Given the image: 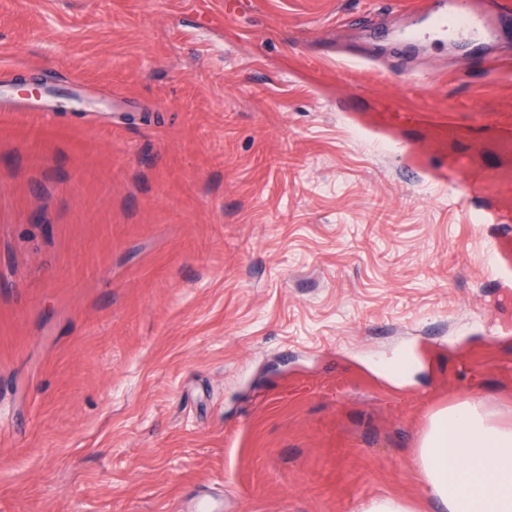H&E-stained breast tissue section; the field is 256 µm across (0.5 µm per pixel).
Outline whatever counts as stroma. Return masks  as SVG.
Instances as JSON below:
<instances>
[{
	"label": "stroma",
	"mask_w": 512,
	"mask_h": 512,
	"mask_svg": "<svg viewBox=\"0 0 512 512\" xmlns=\"http://www.w3.org/2000/svg\"><path fill=\"white\" fill-rule=\"evenodd\" d=\"M224 3L0 0V512H439L432 417L512 425V20ZM429 1V0H428ZM418 11L425 13L429 25L417 29L409 36L415 40L422 37H442L478 43L494 38L495 17L504 13L498 3L492 0L479 7L470 6L468 0H448V9L437 2H423ZM459 169L455 168L448 171V194L457 197L460 205L466 206L467 203L481 190L480 185L470 183L463 186L458 179Z\"/></svg>",
	"instance_id": "stroma-1"
}]
</instances>
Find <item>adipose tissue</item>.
Wrapping results in <instances>:
<instances>
[{"label":"adipose tissue","instance_id":"adipose-tissue-1","mask_svg":"<svg viewBox=\"0 0 512 512\" xmlns=\"http://www.w3.org/2000/svg\"><path fill=\"white\" fill-rule=\"evenodd\" d=\"M423 493L441 512H512V428L476 402L436 414L421 439Z\"/></svg>","mask_w":512,"mask_h":512}]
</instances>
